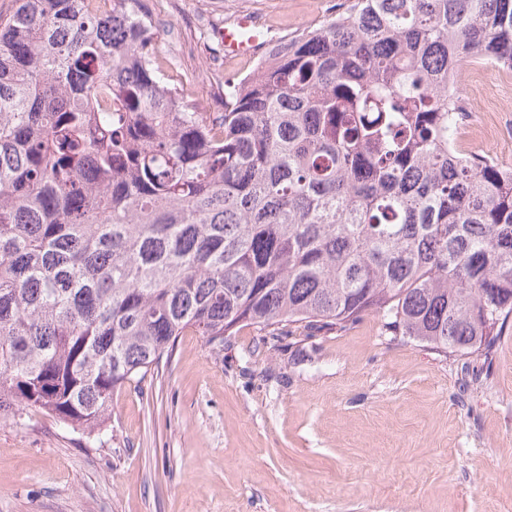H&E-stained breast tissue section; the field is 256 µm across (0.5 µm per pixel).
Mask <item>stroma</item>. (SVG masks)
Instances as JSON below:
<instances>
[{
  "label": "stroma",
  "mask_w": 512,
  "mask_h": 512,
  "mask_svg": "<svg viewBox=\"0 0 512 512\" xmlns=\"http://www.w3.org/2000/svg\"><path fill=\"white\" fill-rule=\"evenodd\" d=\"M159 66L204 111L257 57L224 27L258 15L271 43L344 0H149ZM458 88L469 153L512 159V71L475 61ZM258 326L222 353L188 332L112 397L88 438L37 409L0 423V512H512V317L487 355L443 357L369 313L344 331Z\"/></svg>",
  "instance_id": "stroma-1"
}]
</instances>
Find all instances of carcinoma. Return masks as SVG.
<instances>
[{
	"label": "carcinoma",
	"instance_id": "1",
	"mask_svg": "<svg viewBox=\"0 0 512 512\" xmlns=\"http://www.w3.org/2000/svg\"><path fill=\"white\" fill-rule=\"evenodd\" d=\"M512 70V0H347L185 100L145 0L0 13V421L92 435L188 331L342 330L444 353L512 316V171L456 149L462 67Z\"/></svg>",
	"mask_w": 512,
	"mask_h": 512
}]
</instances>
